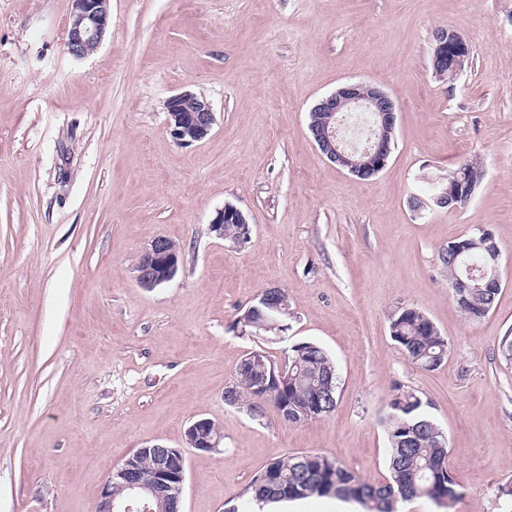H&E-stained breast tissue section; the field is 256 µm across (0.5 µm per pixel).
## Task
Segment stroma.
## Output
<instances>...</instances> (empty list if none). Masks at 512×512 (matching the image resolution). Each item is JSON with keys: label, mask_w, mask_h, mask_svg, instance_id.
<instances>
[{"label": "stroma", "mask_w": 512, "mask_h": 512, "mask_svg": "<svg viewBox=\"0 0 512 512\" xmlns=\"http://www.w3.org/2000/svg\"><path fill=\"white\" fill-rule=\"evenodd\" d=\"M72 0H0V512H94L104 481L138 449L186 459L183 512H242L271 459L338 458L384 483L379 418L412 391L448 440L458 498L404 512H512V0H110L93 54L65 46ZM472 53L435 76L434 36ZM365 81L397 103L388 166L363 180L327 161L308 132L316 102ZM205 97L215 123L179 144L166 102ZM475 162L482 180L455 210L443 177ZM231 204L247 242L209 224ZM489 229L501 291L481 320L451 297L440 256ZM180 247L175 278L140 288L155 236ZM288 294L283 331L239 326L262 290ZM448 341L425 371L390 335L401 306ZM311 341L333 358L337 405L302 425L260 418L224 390L241 359L284 362ZM207 418L218 450L187 447Z\"/></svg>", "instance_id": "obj_1"}]
</instances>
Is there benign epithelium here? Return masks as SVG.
I'll list each match as a JSON object with an SVG mask.
<instances>
[{"instance_id": "1", "label": "benign epithelium", "mask_w": 512, "mask_h": 512, "mask_svg": "<svg viewBox=\"0 0 512 512\" xmlns=\"http://www.w3.org/2000/svg\"><path fill=\"white\" fill-rule=\"evenodd\" d=\"M72 11L66 28L68 52L81 58L92 54L103 40L110 23L109 0H72ZM436 45L432 55V68L443 71L448 63L461 59L469 53L470 43L459 32L440 29L435 33ZM169 115V128L172 137L181 144H191L206 138L215 122L211 103L204 97L190 93L176 94L166 102ZM359 110L369 114L372 124L367 145L358 149L347 146L338 136L333 125L338 112ZM313 111L323 114L320 121L309 127L314 144L326 159L336 166L356 176H375L383 171L391 158L392 139L395 134L398 105L395 100L380 88L364 82L345 83L336 91L321 98ZM467 199L465 195L455 196L448 186H443L435 194L437 205H448L457 209ZM245 224L247 218L237 207L226 204L216 213L210 223L211 232L224 237V223ZM479 239H466L451 243L450 250L459 257L478 245L489 256L490 264L478 278H457L453 284L457 306L469 310L470 296L476 290L501 287L498 272L499 246L491 232L480 227ZM180 253L168 238L156 236L151 239L135 267L136 280L140 287L153 289L171 281L178 270ZM278 291L271 287L257 295L260 302L268 307L266 319L279 325L277 316L287 311L284 303L276 301ZM325 395L316 392L299 410L288 406V401L278 402L282 419L290 424H301L318 417L324 410ZM224 439L209 419H199L185 431V443L191 448L212 451ZM153 462L148 467H140L128 460L117 466L104 483L95 512H152L147 496L155 498L172 492L182 493L186 480V460L178 448L160 445L147 447ZM119 484L128 490L126 498L119 500L112 495V485Z\"/></svg>"}]
</instances>
